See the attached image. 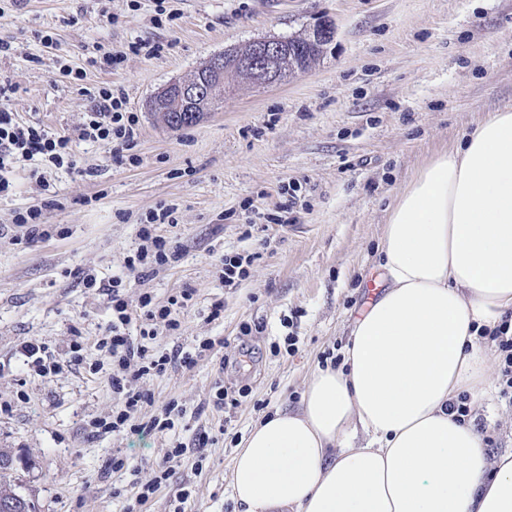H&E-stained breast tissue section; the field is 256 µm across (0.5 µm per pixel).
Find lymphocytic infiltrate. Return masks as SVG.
<instances>
[{
  "instance_id": "f902f5d3",
  "label": "lymphocytic infiltrate",
  "mask_w": 512,
  "mask_h": 512,
  "mask_svg": "<svg viewBox=\"0 0 512 512\" xmlns=\"http://www.w3.org/2000/svg\"><path fill=\"white\" fill-rule=\"evenodd\" d=\"M9 89L0 85V198L12 191L9 174L20 162H31L42 167L36 184L43 194H51L52 186L46 177L47 171L63 167L75 168L72 153L73 139L99 143L111 147L116 161H123V153L132 149L137 138L138 118L129 112L123 94L110 87H99L90 96V105L83 122L77 127L75 136L56 135L38 124L23 121L6 105ZM171 209L161 210L148 217L139 230L141 245L137 254V275L149 273L152 266L164 265L178 260L179 251L168 239L159 235L156 225L171 218ZM192 289L185 288L178 295L170 297L166 304H158L150 294H141L137 304H130L123 291L121 280H113L109 299L112 306V324L106 337L96 343L112 364V391L119 397L112 408L109 429L119 432L125 429L164 430L171 426L173 405H166L162 417L142 423L138 420L141 408L151 404V395L141 391L139 381L150 373H163L169 367L179 365L193 368L197 356L213 351L216 342L205 339L199 342L196 352L180 349L156 356L150 354L148 340L154 339L158 329L178 330L175 317L178 308L191 299ZM149 321L148 329L142 330L140 339H133L126 332L133 313ZM481 338L496 346L499 357L498 382L502 397L512 400V312L506 313L500 323L492 329L482 328Z\"/></svg>"
}]
</instances>
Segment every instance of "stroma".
<instances>
[{"instance_id": "obj_1", "label": "stroma", "mask_w": 512, "mask_h": 512, "mask_svg": "<svg viewBox=\"0 0 512 512\" xmlns=\"http://www.w3.org/2000/svg\"><path fill=\"white\" fill-rule=\"evenodd\" d=\"M177 17L155 26V0H0V81L9 108L55 134L72 132L103 85L136 113V164L79 141L77 166L49 173L59 204L39 194L29 167L14 170L0 200V448L35 464L21 473L38 512H125L114 488L154 476L168 448L186 445L171 476L141 512H240L229 473L242 438L280 408L299 407L326 352L342 354L380 275L378 248L390 208L420 168L452 148L492 112L512 109V0H171ZM323 17L335 40L311 68L269 86L240 83L197 125L167 130L149 109L159 87L230 46L304 33ZM52 33L44 46L39 36ZM165 42L162 55L131 54L114 70L88 66L96 45L122 50ZM82 67L75 82L60 64ZM176 221L158 227L178 262L131 280L129 302L150 292L163 304L194 296L180 328L150 341L153 353L191 350L224 338L222 352L194 368L144 376L153 405L176 401L172 428L91 434L112 413L109 366L95 342L112 322L105 291L127 273L141 221L161 206ZM41 207L49 235L32 239L17 211ZM287 208L284 224L245 233L249 216ZM252 253L245 280L224 285L219 259ZM224 314L210 320L214 301ZM262 324L253 353H239L243 324ZM295 337V354L276 353ZM42 343L57 371L27 365L22 342ZM227 368H220L221 360ZM225 388L229 403L215 394ZM494 439L489 454L512 450V404L491 397L477 411ZM214 443L198 457V431ZM128 468L113 472V457ZM189 491L179 502L181 491Z\"/></svg>"}]
</instances>
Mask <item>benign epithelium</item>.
Segmentation results:
<instances>
[{"label":"benign epithelium","instance_id":"obj_1","mask_svg":"<svg viewBox=\"0 0 512 512\" xmlns=\"http://www.w3.org/2000/svg\"><path fill=\"white\" fill-rule=\"evenodd\" d=\"M336 36L335 23L323 19L302 39L310 46L333 42ZM285 40L280 37L261 38L251 42L247 53H238L233 47L209 59L208 68L215 74V80L205 81L196 78L173 80L161 87L151 98L149 107L155 111L162 108L168 119L175 122L186 111V107L195 103L199 112L204 113V104L211 100L215 89L224 86L227 70L240 73L248 82L256 85H269L280 82L283 73L282 56Z\"/></svg>","mask_w":512,"mask_h":512}]
</instances>
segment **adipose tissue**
Instances as JSON below:
<instances>
[{"instance_id":"obj_1","label":"adipose tissue","mask_w":512,"mask_h":512,"mask_svg":"<svg viewBox=\"0 0 512 512\" xmlns=\"http://www.w3.org/2000/svg\"><path fill=\"white\" fill-rule=\"evenodd\" d=\"M386 286L356 319L343 364L316 371L297 410L241 441L242 512H512V452L488 456L454 421L492 388L481 328L512 312V109L433 157L391 209Z\"/></svg>"}]
</instances>
